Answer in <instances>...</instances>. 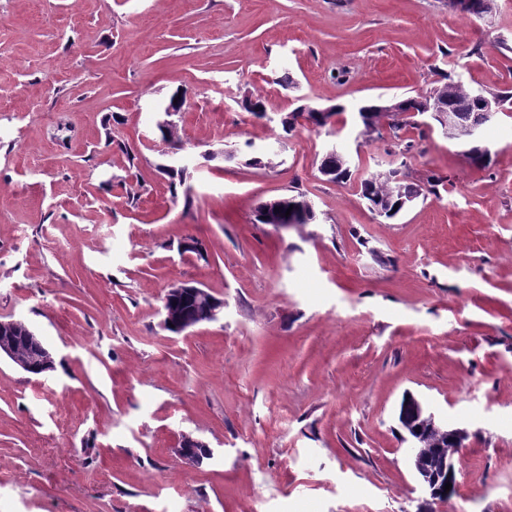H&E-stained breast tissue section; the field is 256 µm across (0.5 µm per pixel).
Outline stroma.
I'll return each instance as SVG.
<instances>
[{"label": "stroma", "instance_id": "1", "mask_svg": "<svg viewBox=\"0 0 512 512\" xmlns=\"http://www.w3.org/2000/svg\"><path fill=\"white\" fill-rule=\"evenodd\" d=\"M446 73L512 93V0L485 20L448 0H0V320L55 360L0 359V512H512V111L481 170L435 128L402 156L241 107L352 110ZM177 92L175 186L157 107ZM332 144L356 180L321 176ZM397 167L440 183L387 220L358 180ZM293 192L317 223H256ZM182 281L224 313L175 335ZM408 394L468 431L453 460L474 478L438 503L403 451ZM184 434L213 459L185 465ZM8 323H10L13 327H24L27 330V334L31 337L37 336L35 331L29 329L28 327L30 326L22 319H10ZM27 334L15 330L14 328L5 327L1 333V336H14L16 343L20 345L22 350L28 355L29 360L33 363L34 368L44 370L46 372L52 371L54 369L55 362L54 359H47L45 357L43 342L40 339L36 340L30 338Z\"/></svg>", "mask_w": 512, "mask_h": 512}]
</instances>
